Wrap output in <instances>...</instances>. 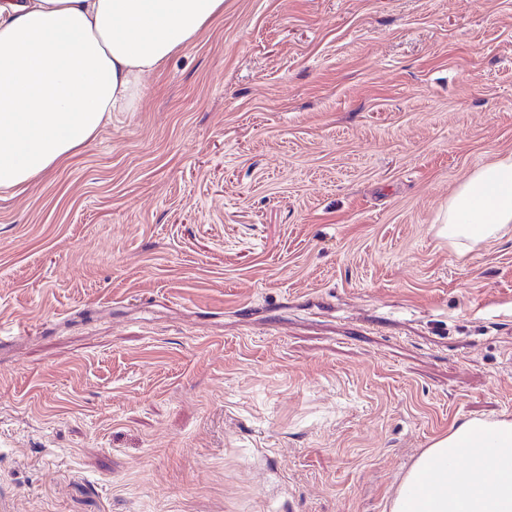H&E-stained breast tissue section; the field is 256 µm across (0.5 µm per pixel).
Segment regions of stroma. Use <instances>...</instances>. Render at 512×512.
Segmentation results:
<instances>
[{
  "label": "stroma",
  "instance_id": "stroma-1",
  "mask_svg": "<svg viewBox=\"0 0 512 512\" xmlns=\"http://www.w3.org/2000/svg\"><path fill=\"white\" fill-rule=\"evenodd\" d=\"M510 151L512 0H224L0 193V512H388L512 418V239L435 224Z\"/></svg>",
  "mask_w": 512,
  "mask_h": 512
}]
</instances>
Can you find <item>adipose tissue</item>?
I'll list each match as a JSON object with an SVG mask.
<instances>
[{
	"instance_id": "1",
	"label": "adipose tissue",
	"mask_w": 512,
	"mask_h": 512,
	"mask_svg": "<svg viewBox=\"0 0 512 512\" xmlns=\"http://www.w3.org/2000/svg\"><path fill=\"white\" fill-rule=\"evenodd\" d=\"M224 13V0H0V191L69 160L134 109L142 77ZM440 236L466 254L512 236V152L450 194ZM390 512H512V419L454 423Z\"/></svg>"
}]
</instances>
